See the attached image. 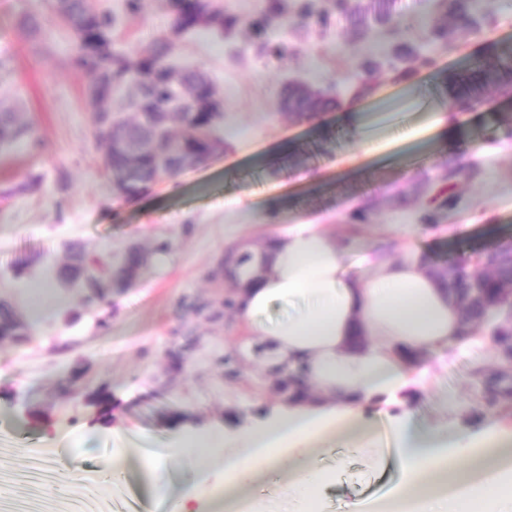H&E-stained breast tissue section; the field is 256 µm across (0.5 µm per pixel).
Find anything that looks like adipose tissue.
<instances>
[{
	"instance_id": "1",
	"label": "adipose tissue",
	"mask_w": 512,
	"mask_h": 512,
	"mask_svg": "<svg viewBox=\"0 0 512 512\" xmlns=\"http://www.w3.org/2000/svg\"><path fill=\"white\" fill-rule=\"evenodd\" d=\"M348 250L322 224L290 225L258 248L235 245L224 273L236 290L237 318L260 344L261 360L301 369L302 383L268 415L198 435V447L179 443L148 456L155 491L170 498L172 512H200L198 486L170 496L167 471L177 464L203 475L197 460L207 447L223 451L224 482L212 498L224 512H238L244 490L283 464L297 512H311L315 492L330 479L310 461L319 438L336 433L373 452L382 424L400 477L367 512H512V435L408 414L380 422L370 412L426 385L451 348L488 364L484 336L464 329L461 307L418 251L372 253L363 275L347 265ZM276 304L288 314L270 318Z\"/></svg>"
}]
</instances>
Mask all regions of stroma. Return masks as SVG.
<instances>
[{
  "label": "stroma",
  "mask_w": 512,
  "mask_h": 512,
  "mask_svg": "<svg viewBox=\"0 0 512 512\" xmlns=\"http://www.w3.org/2000/svg\"><path fill=\"white\" fill-rule=\"evenodd\" d=\"M118 20V48L136 54L168 33L169 0H143L139 14L123 0H97ZM402 33L374 26L351 39L344 23L289 32L288 54L256 51L245 28L224 36L208 30L178 40L173 61L204 70L223 101V151L164 179L140 197H117L95 148L87 75L73 67V38L50 0H0V52L11 73L0 83V109L22 112L41 140L0 147V303L25 326L22 340L0 341V512H161L163 502L136 477L147 452L171 447L176 423H235L261 405L285 400L273 371L257 359L225 355L248 341L224 304L235 291L224 278L228 229L261 244L291 224L318 222L362 244L392 250L396 227L418 223L440 191L458 198L443 212L448 234L415 232L410 242L438 265L512 243V139L499 124L512 98L496 89L463 110L447 137L431 132L444 111L449 74L512 43V0H479L490 23L460 31L434 51V63L401 80L399 45L428 48L424 16L436 0H398ZM40 30L25 34L29 18ZM384 51L372 92L356 100L352 86L371 47ZM335 92L356 105L363 133L336 119L315 121L279 106L285 83ZM366 136L368 150L356 141ZM477 168L474 178L446 185L443 165ZM313 173L315 184L302 176ZM371 201L368 220L355 206ZM80 246L97 263L103 295L89 299L82 281L58 279ZM143 266L120 277L129 247ZM112 395L100 419L99 390ZM393 414L459 418L475 429L512 426V405L489 406L485 381L466 355H449L432 381ZM320 465L333 475L317 496L318 512H350L397 480L394 465L352 455L333 438L321 442ZM125 470L111 477L112 460Z\"/></svg>",
  "instance_id": "1"
}]
</instances>
